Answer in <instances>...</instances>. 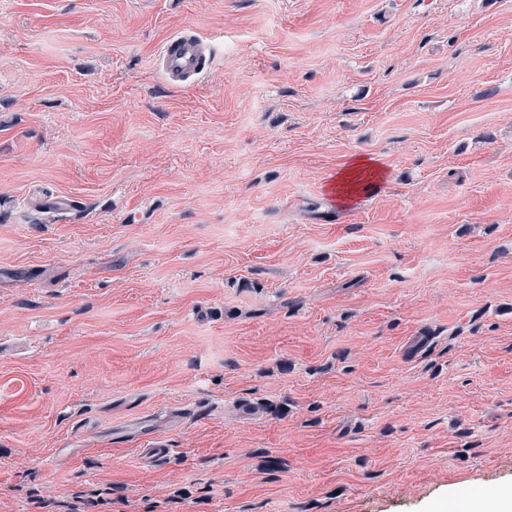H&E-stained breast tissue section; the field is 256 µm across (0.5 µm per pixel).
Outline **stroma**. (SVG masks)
<instances>
[{
  "instance_id": "obj_1",
  "label": "stroma",
  "mask_w": 512,
  "mask_h": 512,
  "mask_svg": "<svg viewBox=\"0 0 512 512\" xmlns=\"http://www.w3.org/2000/svg\"><path fill=\"white\" fill-rule=\"evenodd\" d=\"M511 490L512 0H0V512ZM215 60L209 43L192 29L167 39L153 58V66L163 80L174 86L191 85L204 75L206 65ZM384 178V168L379 161L365 156H353L342 165L328 190L339 204L347 206L355 201L361 190H378Z\"/></svg>"
}]
</instances>
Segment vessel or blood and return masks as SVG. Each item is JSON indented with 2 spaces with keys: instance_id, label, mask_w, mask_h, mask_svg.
<instances>
[{
  "instance_id": "vessel-or-blood-1",
  "label": "vessel or blood",
  "mask_w": 512,
  "mask_h": 512,
  "mask_svg": "<svg viewBox=\"0 0 512 512\" xmlns=\"http://www.w3.org/2000/svg\"><path fill=\"white\" fill-rule=\"evenodd\" d=\"M215 60L209 43L194 30L186 29L167 39L153 58V66L163 80L174 86L195 83L206 65Z\"/></svg>"
}]
</instances>
